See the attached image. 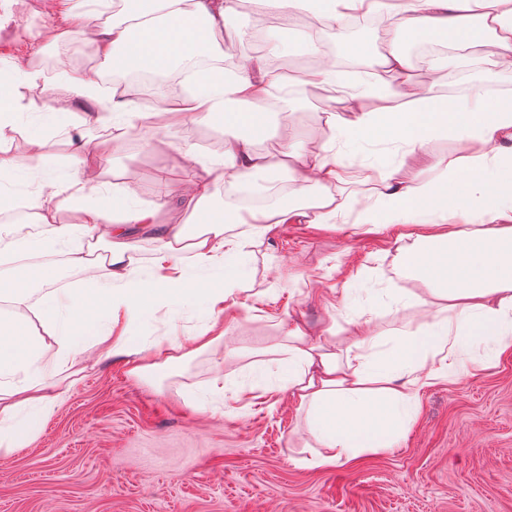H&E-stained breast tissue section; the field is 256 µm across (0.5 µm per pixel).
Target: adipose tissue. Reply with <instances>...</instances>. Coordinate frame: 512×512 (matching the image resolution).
<instances>
[{
	"label": "adipose tissue",
	"mask_w": 512,
	"mask_h": 512,
	"mask_svg": "<svg viewBox=\"0 0 512 512\" xmlns=\"http://www.w3.org/2000/svg\"><path fill=\"white\" fill-rule=\"evenodd\" d=\"M263 9L292 15H312L323 30L344 24L347 11L387 12L394 16L392 50L380 62V71L361 79L366 96H401L400 86L386 81L395 73L410 75L413 64L401 47L411 43H438L454 38L456 46L483 42L487 54L468 87L455 96L440 95L436 85L416 93L409 108L391 112L362 109L356 98L340 103L347 117L339 127L345 140L366 145L395 143L409 155L424 152L433 139L455 141V154L434 158V179L400 178L395 168L376 170L379 184L374 204L359 210L357 223L375 228L393 224L416 227L420 250L410 267L425 288L430 306L427 322L399 337L400 361L376 355L368 318L358 317L338 326L334 317L323 323V336L313 341L305 326L294 324L288 341L270 347V354L286 357L287 369L277 385L264 392H289L306 408L308 423L321 448L315 464L329 467L353 460L359 451L389 448L410 420L418 391L457 375L470 339L492 341L498 351L512 350V98L493 97L491 86L501 73L512 72V0H255ZM230 0H124L118 14L84 25L81 33L94 53L126 67L156 71L205 57L214 60L211 76L199 90L170 107L135 112L127 100H101L102 74L61 71L57 88L63 106L47 107L40 120L45 129L58 130L76 118L70 100L102 102V110L83 113L84 126L94 136L72 141L67 171L50 178L47 191L25 190L28 175L43 168L42 139L29 138L26 149L9 144L7 131L25 122V113H0V192L9 193L14 207L32 210L40 230L4 245L18 258L11 274L0 275V302L35 283L39 275L28 257L61 251L75 265L94 269L104 264L108 283L89 279L77 294L60 299L45 295L31 304L29 315H0V447L12 450L30 439L40 414L50 408L46 394L43 355L46 337L57 339L60 357L76 356L92 347L129 360L130 372L142 376L155 370L145 345L119 327L121 318H134L156 299L185 296L210 312L207 323L187 341L168 338L169 361L211 349L223 336L224 303L235 292L248 250L283 224H338L342 206L329 193L346 180V170L331 145L313 153L294 154L291 178L324 186L313 207L280 205L240 215L232 193L246 182L266 177L268 171L254 148L263 131L268 108L264 87H280L283 77L263 70L260 60L241 58L233 74L218 62L224 46L215 24L230 12ZM230 115L234 124L250 129L247 137L224 144L218 162L202 165L188 180L173 183L158 177V203L114 207L96 204L101 185L97 159L109 155L112 140L106 128L114 120L137 126L142 137L200 123L212 115ZM226 194L228 224H213L190 233L184 224L167 219L168 208L196 213L211 201L216 185ZM434 204L448 228L421 232L427 204ZM76 211L75 224L59 222L60 210ZM480 228H473V221ZM137 224L157 242L154 274L144 278L131 253L129 225ZM104 242L105 254L94 258L84 243ZM105 314L111 331L77 336L72 325Z\"/></svg>",
	"instance_id": "ef3b65f1"
}]
</instances>
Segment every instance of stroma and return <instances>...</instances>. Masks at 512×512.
<instances>
[{
  "mask_svg": "<svg viewBox=\"0 0 512 512\" xmlns=\"http://www.w3.org/2000/svg\"><path fill=\"white\" fill-rule=\"evenodd\" d=\"M50 20L43 0H0V29L12 31L10 40H0V58L41 60L51 79L62 62L71 70L107 71L79 36L36 44L34 34ZM354 41L371 60L391 48L373 28L319 39L338 57ZM297 101L294 143L284 141L276 112L256 141L277 170L288 148L306 153L333 139L330 107L305 93ZM121 132L122 141L98 163L101 199L110 201L113 189L124 187L140 205L156 201L159 174L183 181L199 160L220 158L211 139L247 134L219 114L198 124L193 138L164 130L145 142L137 128ZM87 133L77 121L44 133L33 119L14 143L43 136L45 170L60 173L71 140ZM186 139L197 159L176 153ZM455 150L440 138L414 158L392 144L363 150L340 144L336 157L348 168L383 158L410 176L426 169L429 158ZM335 192L347 202L343 224H285L251 250L248 276L227 301L224 337L211 351L166 366V336L192 335L207 312L196 304H154L131 332L151 346L156 371L131 375L125 357L96 349L84 356L83 372L57 373L69 387L64 398L53 401L29 443L0 451V512H512V356L486 361V345L473 346L472 373L423 389L419 414L392 447L359 453L346 465H313L317 444L288 394L234 401L235 389L250 384L252 366L263 362L261 349L284 341L293 320L315 336L327 314L342 326L366 314L376 352L389 357L398 354L400 331L424 320L425 306L398 300L422 289L401 256L414 250L413 239L402 238L396 226L357 223L358 211L376 198L370 179L348 176Z\"/></svg>",
  "mask_w": 512,
  "mask_h": 512,
  "instance_id": "stroma-1",
  "label": "stroma"
}]
</instances>
